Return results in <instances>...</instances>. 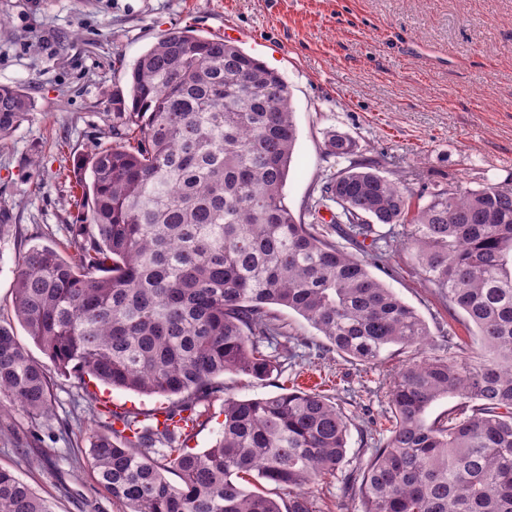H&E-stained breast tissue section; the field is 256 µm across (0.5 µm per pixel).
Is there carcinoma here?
I'll return each instance as SVG.
<instances>
[{"label":"carcinoma","mask_w":512,"mask_h":512,"mask_svg":"<svg viewBox=\"0 0 512 512\" xmlns=\"http://www.w3.org/2000/svg\"><path fill=\"white\" fill-rule=\"evenodd\" d=\"M129 97L112 101V143L78 165L90 222L70 224L65 256L19 255L12 307L34 343L91 398V381L143 394H187L162 423L99 413L89 455L97 483L129 512H321L311 487L344 473L356 512H512V189L435 184L419 195L358 142L333 132L350 165L320 177L296 217L284 186L298 139L280 74L222 37L172 30L139 57ZM33 110L0 86V139ZM332 211L330 220L322 209ZM371 240L373 254L358 256ZM474 345L409 361L386 391L389 435L343 472L351 418L314 391L224 398L220 438L180 442L194 406L226 373L262 379L295 332L287 308L336 352L370 369L392 346L427 345L429 327L370 271L394 245ZM0 395L31 418L52 404L46 368L0 322ZM460 404L433 421L439 399ZM170 463L177 485L164 475ZM265 481L271 495L245 484ZM288 496L281 506L279 495ZM0 512H53L0 469Z\"/></svg>","instance_id":"1"}]
</instances>
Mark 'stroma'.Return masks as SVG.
Listing matches in <instances>:
<instances>
[{"mask_svg":"<svg viewBox=\"0 0 512 512\" xmlns=\"http://www.w3.org/2000/svg\"><path fill=\"white\" fill-rule=\"evenodd\" d=\"M218 35L276 70L288 85L298 141L284 187L303 212L324 171L325 141L339 131L363 156L410 172L421 193L439 183L512 188V0H0V85L23 89L34 108L0 141V321L13 323L19 253L62 246L67 225L89 213L75 186L79 161L112 140V99L127 94L138 58L173 29ZM396 251L374 275L425 319L431 342L454 329ZM17 341L51 378L48 417L32 419L0 396V468L48 499L54 512H125L96 483L88 453L94 405L77 396L22 326ZM395 351L371 369L337 353L283 361L264 380L225 374L223 393L197 405L186 444L201 452L218 439L224 398H261L282 387L320 392L351 417L350 463L367 460L369 420H385V381L413 358ZM133 413L173 408L180 396L99 387Z\"/></svg>","mask_w":512,"mask_h":512,"instance_id":"1","label":"stroma"}]
</instances>
